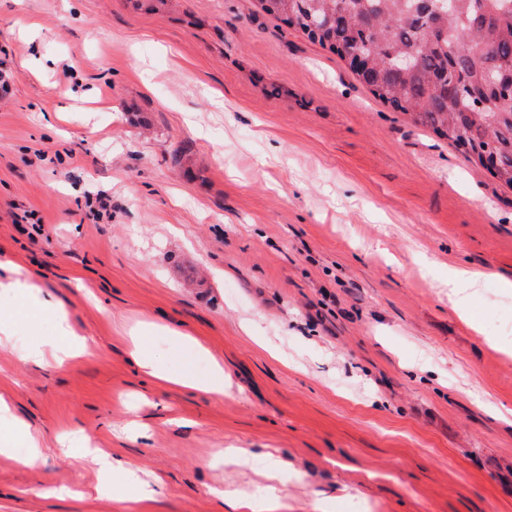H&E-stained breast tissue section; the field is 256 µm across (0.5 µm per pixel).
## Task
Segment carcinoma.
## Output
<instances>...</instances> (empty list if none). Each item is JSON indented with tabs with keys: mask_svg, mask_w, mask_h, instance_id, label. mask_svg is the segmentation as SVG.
Listing matches in <instances>:
<instances>
[{
	"mask_svg": "<svg viewBox=\"0 0 512 512\" xmlns=\"http://www.w3.org/2000/svg\"><path fill=\"white\" fill-rule=\"evenodd\" d=\"M259 0L261 9L345 59L383 104L466 151L490 144L512 187V0Z\"/></svg>",
	"mask_w": 512,
	"mask_h": 512,
	"instance_id": "cac0c4a2",
	"label": "carcinoma"
}]
</instances>
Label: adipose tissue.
Returning a JSON list of instances; mask_svg holds the SVG:
<instances>
[{
	"label": "adipose tissue",
	"instance_id": "ef3b65f1",
	"mask_svg": "<svg viewBox=\"0 0 512 512\" xmlns=\"http://www.w3.org/2000/svg\"><path fill=\"white\" fill-rule=\"evenodd\" d=\"M8 290L15 294L22 307L31 314L42 312L53 313L56 318V335L48 346H36L30 349L33 358H43L52 354L55 362L91 354L92 349L86 340L73 337L67 324L66 314L60 303L39 296L35 285L21 270L9 269L6 276H0V290ZM179 362L171 364L158 357L152 347L153 338L149 332L143 331L131 338L132 357L137 367L147 376L168 385L180 388L200 390L215 396L225 393L226 379L224 368L219 362H211L207 377H198L191 368L194 357L205 355L206 350L193 336L179 335ZM102 479L118 477L119 482L113 485L116 494H125L135 500H145L154 494L152 484L141 478L138 468L128 460L119 457L98 456L94 459ZM281 461L274 454H267L265 475L268 483L260 493L243 494L228 488L216 489L215 494L220 500L232 502L236 512H271L274 504L288 495V486L280 482L279 472Z\"/></svg>",
	"mask_w": 512,
	"mask_h": 512
}]
</instances>
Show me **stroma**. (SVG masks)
I'll list each match as a JSON object with an SVG mask.
<instances>
[{
    "label": "stroma",
    "mask_w": 512,
    "mask_h": 512,
    "mask_svg": "<svg viewBox=\"0 0 512 512\" xmlns=\"http://www.w3.org/2000/svg\"><path fill=\"white\" fill-rule=\"evenodd\" d=\"M0 261L68 310L94 355L0 293V397L46 447L76 435L141 467L0 455V512H233L279 451L275 512H512V187L377 100L258 0H0ZM492 271L471 329L448 274ZM223 362L228 395L142 374L130 332ZM250 466L228 467V446ZM93 461L98 466L99 475L102 477V487L108 489L109 478L112 475V494H127L135 500H145L153 497L155 492L153 485L145 481L139 475V468L128 460L112 456H96ZM114 477L120 479V483L114 484Z\"/></svg>",
    "instance_id": "35a3bbf8"
}]
</instances>
